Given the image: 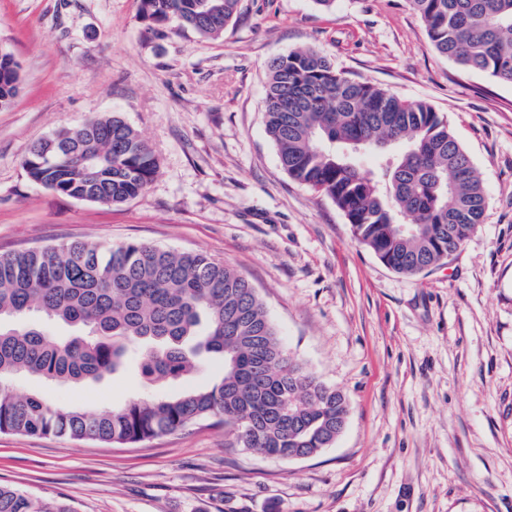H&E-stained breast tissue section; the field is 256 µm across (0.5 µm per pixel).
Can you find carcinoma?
<instances>
[{
  "label": "carcinoma",
  "mask_w": 512,
  "mask_h": 512,
  "mask_svg": "<svg viewBox=\"0 0 512 512\" xmlns=\"http://www.w3.org/2000/svg\"><path fill=\"white\" fill-rule=\"evenodd\" d=\"M241 0H141L144 18L218 38ZM442 56L464 71L512 84V0H408ZM20 84L19 65L0 54V109ZM266 130L281 167L328 197L356 241L406 276L438 265L483 223L486 194L471 158L444 115L336 69L307 47L274 59L265 97ZM43 158L32 147L28 178L59 195L125 203L157 173L152 147L122 117L62 127ZM379 150L374 169L361 153ZM38 314L72 334L47 336ZM139 350L141 377L178 380L202 355L224 362L212 387L140 397L88 412L60 407L12 381L84 385L123 369ZM346 398L290 356L249 280L204 254L146 243L117 248L73 241L0 254V433L66 436L127 446L214 419L235 428L240 447L293 459L327 448ZM0 512H74L62 500H35L0 486Z\"/></svg>",
  "instance_id": "obj_1"
}]
</instances>
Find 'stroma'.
<instances>
[{"mask_svg": "<svg viewBox=\"0 0 512 512\" xmlns=\"http://www.w3.org/2000/svg\"><path fill=\"white\" fill-rule=\"evenodd\" d=\"M305 47L447 116L487 208L440 265L389 269L280 166L269 65ZM1 51L21 80L0 109V254L74 240L204 253L252 283L288 353L343 392L349 416L306 459L265 457L206 422L131 447L0 434V484L76 512H512V85L439 55L407 0H242L217 39L150 27L140 0H0ZM110 112L157 156L142 194L108 206L29 180L32 145ZM223 375L209 359L152 386L131 368L14 385L94 412Z\"/></svg>", "mask_w": 512, "mask_h": 512, "instance_id": "1", "label": "stroma"}]
</instances>
